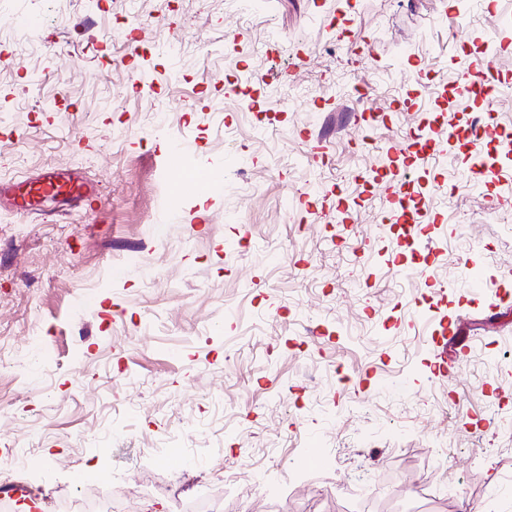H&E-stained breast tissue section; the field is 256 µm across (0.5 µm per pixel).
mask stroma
<instances>
[{"instance_id":"35a3bbf8","label":"stroma","mask_w":512,"mask_h":512,"mask_svg":"<svg viewBox=\"0 0 512 512\" xmlns=\"http://www.w3.org/2000/svg\"><path fill=\"white\" fill-rule=\"evenodd\" d=\"M245 7L246 26L224 0H149L175 56L118 31L113 0H71L65 24L0 0V457L27 450L0 482L11 512H512V69L488 62L512 55V0L477 6L493 39L463 0ZM20 35L41 47L23 71ZM478 60L487 104L456 92ZM374 69L393 102L375 119L350 94ZM294 76L327 97L281 107ZM476 154L499 175L466 176ZM198 167L223 183L170 209ZM48 168L94 208L17 213Z\"/></svg>"}]
</instances>
